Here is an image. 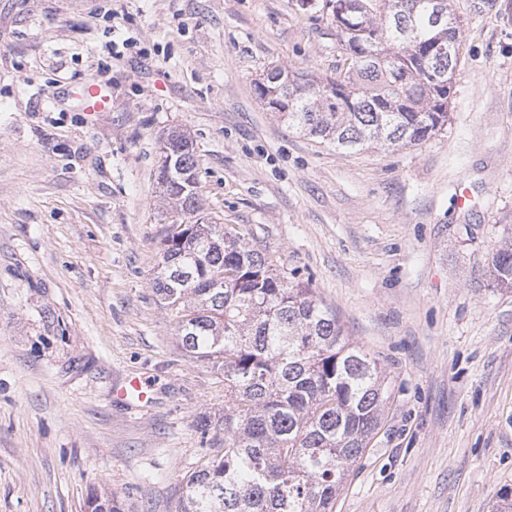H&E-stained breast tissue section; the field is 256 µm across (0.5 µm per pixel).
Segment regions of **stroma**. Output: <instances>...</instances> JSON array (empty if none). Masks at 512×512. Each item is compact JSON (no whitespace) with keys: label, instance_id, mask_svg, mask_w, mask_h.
Segmentation results:
<instances>
[{"label":"stroma","instance_id":"obj_1","mask_svg":"<svg viewBox=\"0 0 512 512\" xmlns=\"http://www.w3.org/2000/svg\"><path fill=\"white\" fill-rule=\"evenodd\" d=\"M452 6L447 125L343 153L254 94L275 66L336 74L334 30L298 0H0V512H86L95 490L175 512L224 448L199 427L223 415L224 378L181 355L153 290L173 129L207 217L310 282L387 374L333 512H494L512 488V289L488 274L512 244V0ZM88 83L110 111H83ZM142 373L151 403L113 401Z\"/></svg>","mask_w":512,"mask_h":512}]
</instances>
